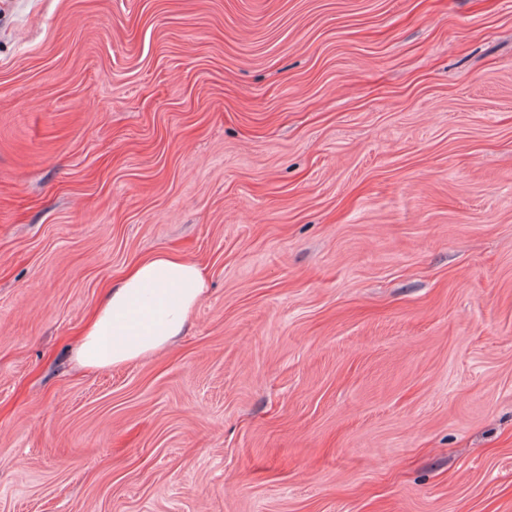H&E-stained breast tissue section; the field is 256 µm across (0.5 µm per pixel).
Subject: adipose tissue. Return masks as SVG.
Returning a JSON list of instances; mask_svg holds the SVG:
<instances>
[{"label":"adipose tissue","instance_id":"ef3b65f1","mask_svg":"<svg viewBox=\"0 0 512 512\" xmlns=\"http://www.w3.org/2000/svg\"><path fill=\"white\" fill-rule=\"evenodd\" d=\"M208 292L199 261L169 252L137 260L118 281L107 283L73 352L78 364L122 366L173 343Z\"/></svg>","mask_w":512,"mask_h":512}]
</instances>
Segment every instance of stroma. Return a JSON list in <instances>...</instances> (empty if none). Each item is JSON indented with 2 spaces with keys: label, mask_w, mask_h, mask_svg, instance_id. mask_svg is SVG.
<instances>
[{
  "label": "stroma",
  "mask_w": 512,
  "mask_h": 512,
  "mask_svg": "<svg viewBox=\"0 0 512 512\" xmlns=\"http://www.w3.org/2000/svg\"><path fill=\"white\" fill-rule=\"evenodd\" d=\"M0 512H512V0H0ZM208 292L205 266L169 252L137 260L103 288L73 348L78 364L98 369L145 358L182 336Z\"/></svg>",
  "instance_id": "obj_1"
}]
</instances>
